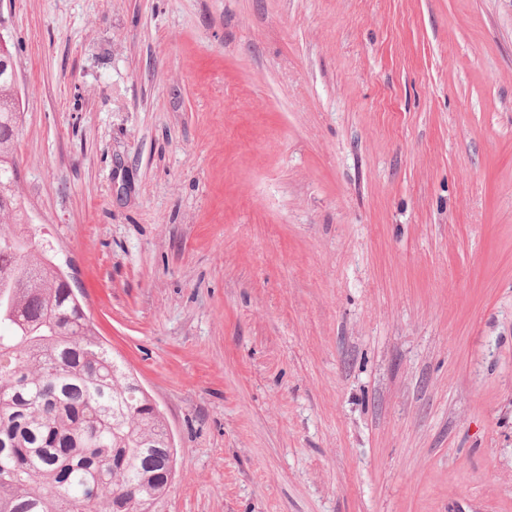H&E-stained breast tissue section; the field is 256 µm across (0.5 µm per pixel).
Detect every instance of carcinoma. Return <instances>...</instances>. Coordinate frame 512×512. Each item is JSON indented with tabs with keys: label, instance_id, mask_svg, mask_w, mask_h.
Returning a JSON list of instances; mask_svg holds the SVG:
<instances>
[{
	"label": "carcinoma",
	"instance_id": "cac0c4a2",
	"mask_svg": "<svg viewBox=\"0 0 512 512\" xmlns=\"http://www.w3.org/2000/svg\"><path fill=\"white\" fill-rule=\"evenodd\" d=\"M0 52V224H26L19 87ZM49 249L0 229V512H155L166 422L108 352Z\"/></svg>",
	"mask_w": 512,
	"mask_h": 512
}]
</instances>
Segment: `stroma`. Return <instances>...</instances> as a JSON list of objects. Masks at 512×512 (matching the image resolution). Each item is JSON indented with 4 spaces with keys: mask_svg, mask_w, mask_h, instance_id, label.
Returning <instances> with one entry per match:
<instances>
[{
    "mask_svg": "<svg viewBox=\"0 0 512 512\" xmlns=\"http://www.w3.org/2000/svg\"><path fill=\"white\" fill-rule=\"evenodd\" d=\"M18 181L164 414L156 512H512V0H0Z\"/></svg>",
    "mask_w": 512,
    "mask_h": 512,
    "instance_id": "obj_1",
    "label": "stroma"
}]
</instances>
